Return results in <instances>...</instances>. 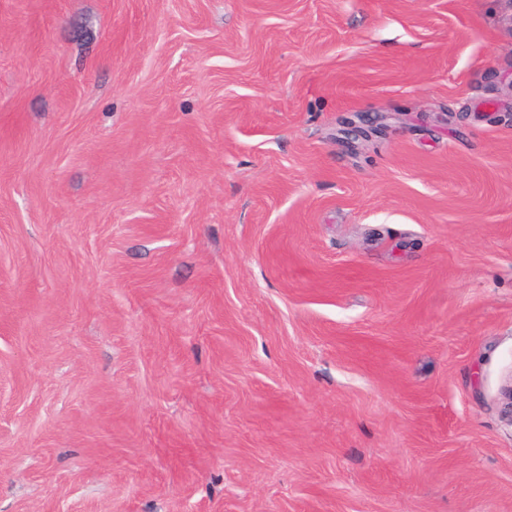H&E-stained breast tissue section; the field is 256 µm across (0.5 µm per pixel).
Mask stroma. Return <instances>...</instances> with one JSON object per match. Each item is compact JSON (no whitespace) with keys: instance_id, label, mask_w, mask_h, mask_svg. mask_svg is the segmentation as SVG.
<instances>
[{"instance_id":"1","label":"stroma","mask_w":512,"mask_h":512,"mask_svg":"<svg viewBox=\"0 0 512 512\" xmlns=\"http://www.w3.org/2000/svg\"><path fill=\"white\" fill-rule=\"evenodd\" d=\"M511 82L507 0H0V512H512ZM356 119L346 118L342 121V129H340V133L347 136L348 139L350 136L351 139H366L371 137L374 133H376L380 127L376 125L377 120L371 121L366 118L364 115H356Z\"/></svg>"}]
</instances>
